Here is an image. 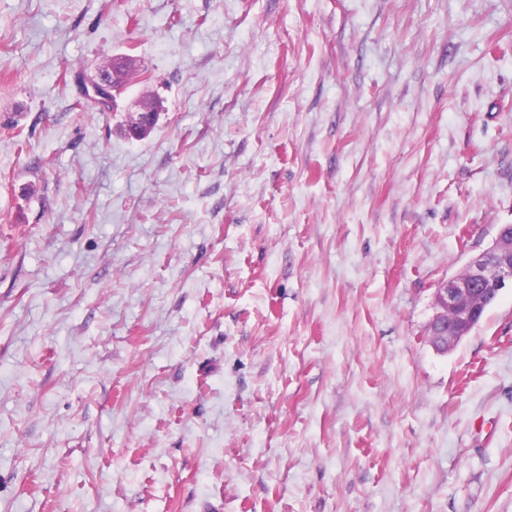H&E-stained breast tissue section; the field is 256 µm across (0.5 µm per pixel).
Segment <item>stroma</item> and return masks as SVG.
Listing matches in <instances>:
<instances>
[{
  "label": "stroma",
  "instance_id": "stroma-1",
  "mask_svg": "<svg viewBox=\"0 0 512 512\" xmlns=\"http://www.w3.org/2000/svg\"><path fill=\"white\" fill-rule=\"evenodd\" d=\"M502 224L512 0H0V512H512ZM116 82V72L115 69H112V82L106 80L105 76H101L99 72H94V74H90L87 78L80 82L81 90L84 88H88L91 94L101 102V107L103 109H109L112 106V92L115 93L116 90L113 87V84ZM85 99L81 97L80 100L77 101L76 106L81 107L82 109H95V106L100 107L99 101L95 98L90 97L89 95H82ZM127 124L130 130V137L140 139L142 131L149 122L158 118L157 109L150 100H136L128 108ZM507 288H512V225L502 224L488 248L472 257L461 273L441 280L435 288V313L427 331L433 350L448 353L467 334V328L459 332L449 325L448 313L470 323L475 318L470 304L474 295L497 300Z\"/></svg>",
  "mask_w": 512,
  "mask_h": 512
}]
</instances>
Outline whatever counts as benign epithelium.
Wrapping results in <instances>:
<instances>
[{
  "label": "benign epithelium",
  "instance_id": "benign-epithelium-1",
  "mask_svg": "<svg viewBox=\"0 0 512 512\" xmlns=\"http://www.w3.org/2000/svg\"><path fill=\"white\" fill-rule=\"evenodd\" d=\"M80 88L89 89L103 109L112 106L113 82L99 73L88 75ZM126 116L130 137L136 140L140 139L144 127L158 118L153 103L142 99L134 101ZM507 288H512L511 224L501 225L491 245L472 257L461 273L438 283L434 293L435 313L427 331V340L433 350L444 354L463 339V333L449 325L448 313L470 323L475 318L471 306L474 296L497 299Z\"/></svg>",
  "mask_w": 512,
  "mask_h": 512
}]
</instances>
